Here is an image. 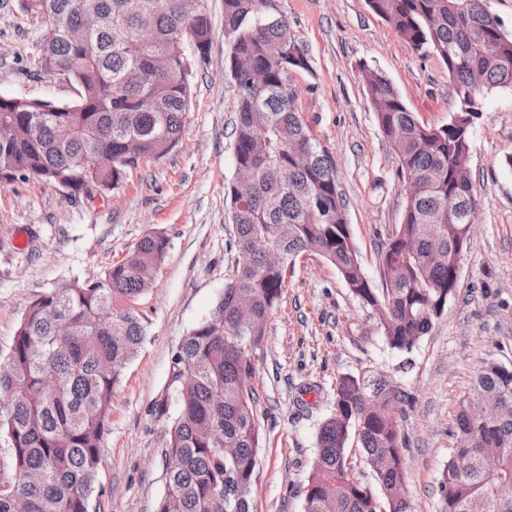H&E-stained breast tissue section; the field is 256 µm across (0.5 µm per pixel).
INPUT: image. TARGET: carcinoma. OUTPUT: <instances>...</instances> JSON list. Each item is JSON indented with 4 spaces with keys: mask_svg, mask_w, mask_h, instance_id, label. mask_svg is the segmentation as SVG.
<instances>
[{
    "mask_svg": "<svg viewBox=\"0 0 512 512\" xmlns=\"http://www.w3.org/2000/svg\"><path fill=\"white\" fill-rule=\"evenodd\" d=\"M269 0H224L230 57L251 60L250 75L237 77L235 163L254 175L243 201L228 188L233 246L248 263L212 314L184 337L174 359L178 409L167 432L165 492L156 512H253L260 434L253 389V354L285 287L288 264L313 252L329 262L345 285L374 311L390 348L410 353L443 316L457 292L454 255L462 221L448 214L477 207L470 164L471 134L428 125L412 112L379 70L361 80L384 138L414 195L385 245L380 266L388 287L369 284L351 240L336 167L298 111L282 67L305 51ZM413 50L437 57L448 70L459 122L471 102L512 90V34L498 37L500 20L487 0H368ZM40 19L41 67L64 75L79 96L59 110L44 104L43 122H30L31 104L0 100V185L27 175L90 195L89 167L106 153L112 167L98 181L117 189L129 168L159 161L180 142L188 110L190 75L183 72L187 43L206 53L211 27L200 0H21ZM97 26L83 44L68 29L84 15ZM499 38L498 51L483 45ZM167 239L145 235L96 281H75L34 300L21 318L6 359L0 360V439L9 460L0 478V512H89L96 490L112 394L137 354L146 326L134 307L152 285ZM285 264L271 266L267 253ZM250 320L238 321V307ZM112 309V321L97 315ZM70 325L68 336L57 325ZM401 394L383 377L346 375L336 382L332 413L317 435V454L304 487V512H412L398 423ZM497 404L496 416L477 421L471 405ZM460 443L441 471L436 492L441 512H512V369L491 363L475 375L455 415ZM380 483L376 499L354 478L348 449ZM470 458L456 472L453 456Z\"/></svg>",
    "mask_w": 512,
    "mask_h": 512,
    "instance_id": "obj_1",
    "label": "carcinoma"
}]
</instances>
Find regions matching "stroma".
Wrapping results in <instances>:
<instances>
[{"label":"stroma","instance_id":"35a3bbf8","mask_svg":"<svg viewBox=\"0 0 512 512\" xmlns=\"http://www.w3.org/2000/svg\"><path fill=\"white\" fill-rule=\"evenodd\" d=\"M206 54H191L192 98L177 148L131 169L94 198L29 176L0 186V357L28 306L65 283L92 281L145 234L168 240L136 309L146 340L112 398L90 512H155L165 489L164 452L178 408L174 356L234 274L230 202L238 89L227 70L224 0H204ZM290 22L309 67L289 73L296 103L334 159L365 276L380 289V254L402 221L406 192L360 79L381 70L427 124L447 122L456 100L441 61L412 50L367 0H271ZM42 31L19 0H0V95L76 98L39 64ZM472 180L481 197L459 288L411 353L391 349L374 312L320 255L299 257L253 363L262 446L253 512H304L303 487L339 377L372 374L404 394L398 412L406 491L414 512H440L437 479L457 444L454 415L476 373L512 367V91L489 96L472 132Z\"/></svg>","mask_w":512,"mask_h":512}]
</instances>
